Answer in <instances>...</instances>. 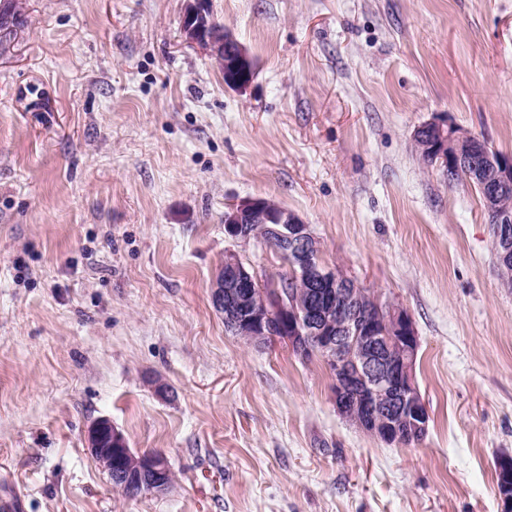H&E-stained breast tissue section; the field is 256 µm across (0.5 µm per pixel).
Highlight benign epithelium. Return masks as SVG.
Segmentation results:
<instances>
[{
  "mask_svg": "<svg viewBox=\"0 0 512 512\" xmlns=\"http://www.w3.org/2000/svg\"><path fill=\"white\" fill-rule=\"evenodd\" d=\"M182 35L221 67L226 87L242 93L251 85L255 63L234 35L215 21L210 0H187ZM414 141L437 161L448 183L464 174L479 185L487 211L495 216L497 264L512 265V211L498 205L512 191V156L451 123L425 124L415 131ZM224 232L235 241L264 237L278 243L277 253L286 257L293 284H263L236 252H225L212 294L215 307L224 313L225 329L256 345L280 340L319 355L334 373L333 399L341 416L388 444L421 439L429 411L415 379L420 342L407 311L381 301L324 263L322 244L311 225L265 198L229 205ZM86 447L111 486L128 498L137 497V488L143 495L162 494L173 481L165 455L134 452L107 418L88 428ZM496 477L501 512H512V455L499 457Z\"/></svg>",
  "mask_w": 512,
  "mask_h": 512,
  "instance_id": "1",
  "label": "benign epithelium"
}]
</instances>
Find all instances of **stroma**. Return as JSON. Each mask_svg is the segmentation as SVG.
Listing matches in <instances>:
<instances>
[{"label": "stroma", "mask_w": 512, "mask_h": 512, "mask_svg": "<svg viewBox=\"0 0 512 512\" xmlns=\"http://www.w3.org/2000/svg\"><path fill=\"white\" fill-rule=\"evenodd\" d=\"M185 0H25L0 38V501L18 512H500L512 454V285L482 201L419 160L459 126L512 155V0H210L255 63L225 87ZM266 198L420 339L421 440L336 411L320 357L224 328V233ZM106 417L174 474L113 491ZM496 486L501 512L512 511V455H502L497 461Z\"/></svg>", "instance_id": "obj_1"}]
</instances>
